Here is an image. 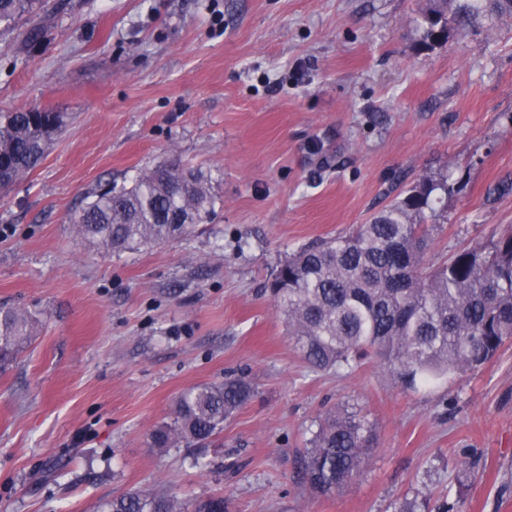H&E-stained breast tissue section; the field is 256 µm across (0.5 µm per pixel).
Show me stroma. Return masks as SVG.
I'll return each mask as SVG.
<instances>
[{
    "label": "stroma",
    "instance_id": "obj_1",
    "mask_svg": "<svg viewBox=\"0 0 512 512\" xmlns=\"http://www.w3.org/2000/svg\"><path fill=\"white\" fill-rule=\"evenodd\" d=\"M56 2L37 39L0 34V112L65 118L0 190V306L35 321L0 372V512H98L131 489L229 512H393L425 489L451 512H512V344L406 393L375 361L307 368L264 288L425 177L454 185L426 219L430 262L512 225V194L489 195L512 177V18L427 50L428 0ZM172 155L217 196L189 236L113 254L77 234L88 193ZM238 369L257 395L223 431L148 447L183 392ZM337 405L368 413L379 446L319 496L300 459Z\"/></svg>",
    "mask_w": 512,
    "mask_h": 512
}]
</instances>
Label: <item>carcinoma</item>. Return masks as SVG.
<instances>
[{"mask_svg":"<svg viewBox=\"0 0 512 512\" xmlns=\"http://www.w3.org/2000/svg\"><path fill=\"white\" fill-rule=\"evenodd\" d=\"M47 0H0V29L24 16L41 18ZM512 16V0H430L423 14L422 46L431 49L452 30L481 17L490 25ZM60 115L39 108L0 112V165L16 183L41 162L62 130ZM448 179H424L366 224L336 238L301 246L276 270L267 288L288 319L289 336L314 371L356 368L378 360L401 390L441 385L473 372L512 342V228L494 232L427 262L431 246L425 212ZM216 200L208 176L169 157L140 170L131 185H109L71 217L91 246L123 252L165 243L207 220ZM32 318L0 309V366L12 364L31 335ZM244 373L197 386L176 400L173 418L149 434L152 448L201 443L220 433L224 420L255 396ZM303 459L304 481L333 494L359 476L378 447L374 423L347 408L316 422ZM448 512V502L403 500L394 512ZM222 497L180 500L131 490L102 504L100 512H228Z\"/></svg>","mask_w":512,"mask_h":512,"instance_id":"carcinoma-1","label":"carcinoma"}]
</instances>
